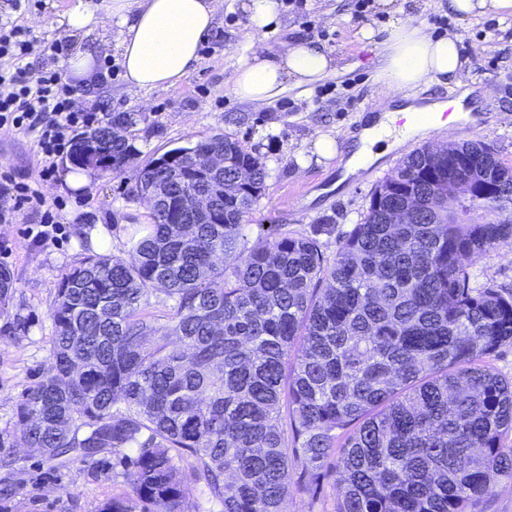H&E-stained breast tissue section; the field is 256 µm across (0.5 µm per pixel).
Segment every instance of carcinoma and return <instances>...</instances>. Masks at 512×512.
I'll return each mask as SVG.
<instances>
[{"mask_svg":"<svg viewBox=\"0 0 512 512\" xmlns=\"http://www.w3.org/2000/svg\"><path fill=\"white\" fill-rule=\"evenodd\" d=\"M198 144L224 151L209 180L235 185L214 200L221 221L183 206L204 179L161 156L140 168L136 192L165 188L152 223L129 258L87 255L61 277L48 365L13 434L54 469L112 449L127 491L98 512H185L195 485L220 512H283L293 470L302 486L338 481L336 512H475L512 476V380L491 364L512 344V291L470 271L512 241V166L483 142L419 148L329 258L333 224H273L248 246L266 164L223 134ZM130 152L102 129L70 159L120 173ZM450 178L477 222L440 206ZM399 211L408 223H390Z\"/></svg>","mask_w":512,"mask_h":512,"instance_id":"carcinoma-1","label":"carcinoma"}]
</instances>
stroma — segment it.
Segmentation results:
<instances>
[{
	"mask_svg": "<svg viewBox=\"0 0 512 512\" xmlns=\"http://www.w3.org/2000/svg\"><path fill=\"white\" fill-rule=\"evenodd\" d=\"M73 0H31L26 12L34 35L46 41L67 36L65 13ZM241 0H224V12L215 31L200 47L197 68L179 85L139 94L129 93L122 78L116 49V32L103 25L89 40L101 46L100 62L112 65L96 96H74L76 108L105 101L109 113L131 112L134 124L126 131L132 156L122 174L105 176L88 187L63 185L70 170L68 156L56 160L55 174L42 187L46 197L63 200L61 220L69 231L67 242L39 246L27 239L21 224H0V267L8 269L13 286L0 298V436L11 438L15 404L35 381L49 359L53 334L50 308L58 283L83 256L92 253V233L105 234L107 254L125 258L131 251L135 225L149 223L148 210L133 187L139 168L147 160L189 145L204 137L224 134L263 158L270 176L267 190L247 218L250 245L261 244L271 224L305 231L315 224H332L325 237V252L334 255L343 236L360 222L375 186L390 175L414 150L435 143L483 141L496 156L512 165V24L488 15L462 21L448 12V0H412L413 14L425 20L434 35H464L469 87L488 100L487 124L469 127L457 122L454 131L429 130L408 137L398 148L355 176L340 173L361 127L368 105L384 95L374 79L378 50L361 40L362 27L384 32L393 14L373 7L367 19L354 18L353 0H283L276 19L267 29L263 46L277 50L293 38L319 40L336 59L337 71L310 90L287 89L267 109L260 110L235 98L233 79L241 60L252 51V34ZM277 120H264V113ZM247 124H237V115ZM332 138L337 154L320 156L319 136ZM38 148L32 136L19 131H0V169L34 168ZM474 286L495 284L512 289V243L501 244L489 255L475 256L471 266ZM16 458L23 468V493L6 501L8 512H96L101 502L123 492L124 480L112 470V454L97 462L75 463L50 469L32 448L5 446L0 457ZM341 488L324 481L318 488H292L284 512H335Z\"/></svg>",
	"mask_w": 512,
	"mask_h": 512,
	"instance_id": "stroma-1",
	"label": "stroma"
}]
</instances>
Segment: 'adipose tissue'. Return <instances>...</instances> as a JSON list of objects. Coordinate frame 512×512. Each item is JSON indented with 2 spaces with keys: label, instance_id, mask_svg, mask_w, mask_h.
<instances>
[{
  "label": "adipose tissue",
  "instance_id": "ef3b65f1",
  "mask_svg": "<svg viewBox=\"0 0 512 512\" xmlns=\"http://www.w3.org/2000/svg\"><path fill=\"white\" fill-rule=\"evenodd\" d=\"M396 19L387 36L367 29L363 37L377 42L380 53L377 79L393 95L380 115L369 116L360 140L346 165L347 172L375 159V142L458 122L462 100L419 105L397 100V93L439 78L460 79L463 34L434 36L424 21L394 0H382ZM224 0H105L97 11L86 0H74L67 12L72 34L87 35L100 24L117 30V48L128 92L170 88L181 83L199 62V49L214 32ZM334 59L322 46L296 38L271 55L252 52L237 68L233 93L242 101L264 107L287 85L310 87L334 72Z\"/></svg>",
  "mask_w": 512,
  "mask_h": 512
}]
</instances>
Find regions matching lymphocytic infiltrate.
<instances>
[{
    "label": "lymphocytic infiltrate",
    "instance_id": "obj_1",
    "mask_svg": "<svg viewBox=\"0 0 512 512\" xmlns=\"http://www.w3.org/2000/svg\"><path fill=\"white\" fill-rule=\"evenodd\" d=\"M68 49L64 38L49 44L38 40L23 17L0 20V129L33 135L41 156L38 171L0 172V223L25 225L27 237L40 244L61 241L65 227L36 181L51 175L55 157L72 146L74 132L100 128L108 118L101 106L73 109L62 70L34 72L31 57H59Z\"/></svg>",
    "mask_w": 512,
    "mask_h": 512
}]
</instances>
